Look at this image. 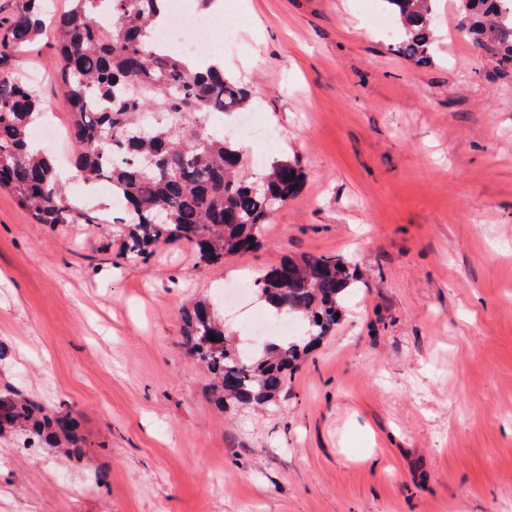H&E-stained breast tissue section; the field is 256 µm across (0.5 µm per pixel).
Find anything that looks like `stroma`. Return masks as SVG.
<instances>
[{
    "label": "stroma",
    "mask_w": 512,
    "mask_h": 512,
    "mask_svg": "<svg viewBox=\"0 0 512 512\" xmlns=\"http://www.w3.org/2000/svg\"><path fill=\"white\" fill-rule=\"evenodd\" d=\"M220 44L299 195L249 251L122 250L119 224L37 223L0 188V389L72 411L82 449L0 435V512H512V70L434 0V47L395 50L364 0H219ZM52 34L0 46L58 127ZM359 283L276 405L218 410L181 308L285 259Z\"/></svg>",
    "instance_id": "35a3bbf8"
}]
</instances>
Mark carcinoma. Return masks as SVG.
Masks as SVG:
<instances>
[{"instance_id":"1","label":"carcinoma","mask_w":512,"mask_h":512,"mask_svg":"<svg viewBox=\"0 0 512 512\" xmlns=\"http://www.w3.org/2000/svg\"><path fill=\"white\" fill-rule=\"evenodd\" d=\"M403 29L396 51L418 65L431 61L430 0H382ZM461 29L496 63L512 65V0H460ZM166 0H70L49 19L41 0H18L0 40L27 45L46 28L56 38L55 73L69 105L67 136L73 177L112 191V223L125 227L124 249L149 254L160 244L185 243L199 262L215 265L252 249L260 229L304 183L300 167L273 159L254 180L239 176V140L216 135L209 115H233L250 105L248 88L224 67L193 69L187 57L154 46L149 35ZM110 19L103 34L100 16ZM35 90L0 74V185L39 224H101L99 210L71 203L56 158L31 148V126L41 117ZM352 262L306 255L284 260L253 279V288L277 319L293 314L305 326L297 339L268 340L252 352L239 349L207 299L182 312L184 346L212 375L219 409L263 406L288 392V372L336 328L356 281ZM217 340H209V335ZM38 405L0 391V432L65 440L79 450L76 420L68 413L39 415Z\"/></svg>"}]
</instances>
